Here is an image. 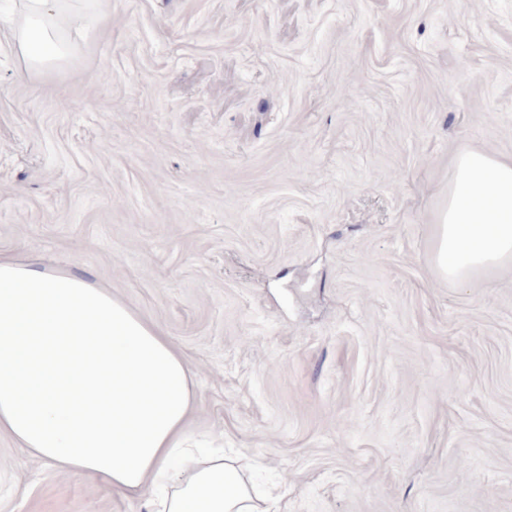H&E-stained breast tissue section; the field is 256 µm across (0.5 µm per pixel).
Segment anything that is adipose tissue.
Listing matches in <instances>:
<instances>
[{"label":"adipose tissue","instance_id":"ef3b65f1","mask_svg":"<svg viewBox=\"0 0 512 512\" xmlns=\"http://www.w3.org/2000/svg\"><path fill=\"white\" fill-rule=\"evenodd\" d=\"M7 28L29 74L69 55L48 0ZM453 169L434 256L463 282L512 264V158L465 149ZM192 404L189 363L110 290L0 259V434L30 457L143 496L147 512H276L235 461L185 447Z\"/></svg>","mask_w":512,"mask_h":512}]
</instances>
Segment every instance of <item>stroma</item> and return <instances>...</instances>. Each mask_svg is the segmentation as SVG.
Masks as SVG:
<instances>
[{
  "instance_id": "35a3bbf8",
  "label": "stroma",
  "mask_w": 512,
  "mask_h": 512,
  "mask_svg": "<svg viewBox=\"0 0 512 512\" xmlns=\"http://www.w3.org/2000/svg\"><path fill=\"white\" fill-rule=\"evenodd\" d=\"M0 53V256L195 374L185 434L282 512H512V269L434 259L451 162L512 157V0H71ZM0 512H145L0 436ZM48 2L29 0L27 14L7 25L10 48L23 59L26 72L32 75H44L58 69L69 55V46L56 17L60 2L64 0H54L53 10L48 8Z\"/></svg>"
}]
</instances>
